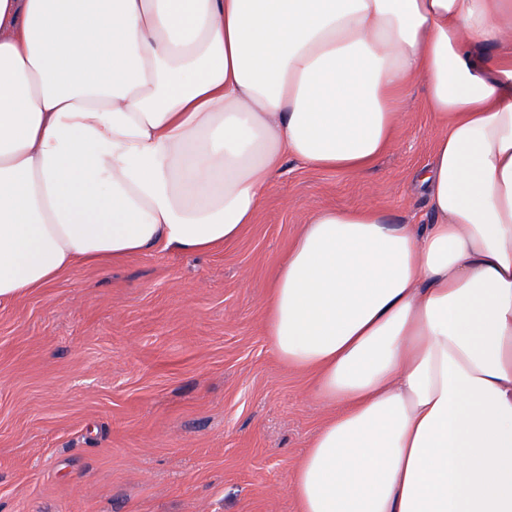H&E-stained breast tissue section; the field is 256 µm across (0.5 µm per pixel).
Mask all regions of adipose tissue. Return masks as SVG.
Listing matches in <instances>:
<instances>
[{
	"instance_id": "ef3b65f1",
	"label": "adipose tissue",
	"mask_w": 512,
	"mask_h": 512,
	"mask_svg": "<svg viewBox=\"0 0 512 512\" xmlns=\"http://www.w3.org/2000/svg\"><path fill=\"white\" fill-rule=\"evenodd\" d=\"M416 81L435 222L325 209L273 276L272 347L337 407L291 488L512 512V0H0V301L234 241L286 158L373 166Z\"/></svg>"
}]
</instances>
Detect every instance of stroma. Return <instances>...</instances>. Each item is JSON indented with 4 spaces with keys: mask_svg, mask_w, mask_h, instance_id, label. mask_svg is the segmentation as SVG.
Returning <instances> with one entry per match:
<instances>
[{
    "mask_svg": "<svg viewBox=\"0 0 512 512\" xmlns=\"http://www.w3.org/2000/svg\"><path fill=\"white\" fill-rule=\"evenodd\" d=\"M424 97L408 88L406 130L367 171L286 159L231 244L80 265L0 302V512H299L292 475L331 409L274 352L268 288L312 211L432 220Z\"/></svg>",
    "mask_w": 512,
    "mask_h": 512,
    "instance_id": "obj_1",
    "label": "stroma"
}]
</instances>
